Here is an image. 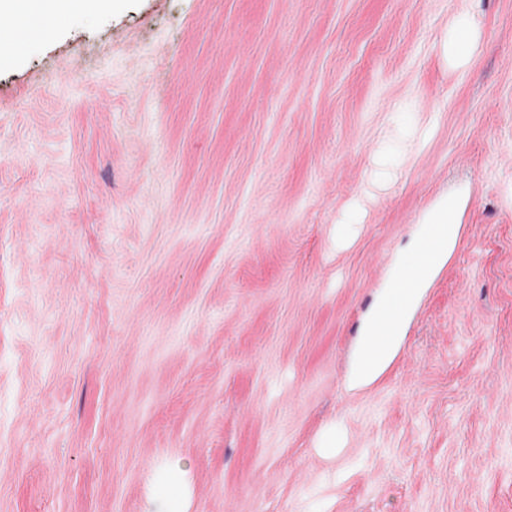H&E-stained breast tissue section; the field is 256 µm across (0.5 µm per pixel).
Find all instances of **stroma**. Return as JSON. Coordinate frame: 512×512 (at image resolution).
Returning <instances> with one entry per match:
<instances>
[{
    "mask_svg": "<svg viewBox=\"0 0 512 512\" xmlns=\"http://www.w3.org/2000/svg\"><path fill=\"white\" fill-rule=\"evenodd\" d=\"M173 458L189 512H512V0H118L0 62V512H143ZM477 30L469 16H462L445 30L441 37V50L446 62L462 65L467 62L468 56L476 41ZM457 207V200L447 197L438 207L428 212L424 223L428 224L425 232L436 228L437 242L421 266L417 264L416 258L423 240L415 242L409 254V263L395 273L384 294L372 308L358 339L349 377L351 388L363 387L373 382L385 370L397 351L408 311L421 295L433 271L456 245ZM408 282L413 284V288H404Z\"/></svg>",
    "mask_w": 512,
    "mask_h": 512,
    "instance_id": "stroma-1",
    "label": "stroma"
}]
</instances>
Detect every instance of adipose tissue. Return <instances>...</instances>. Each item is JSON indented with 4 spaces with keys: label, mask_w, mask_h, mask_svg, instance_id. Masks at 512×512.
I'll return each instance as SVG.
<instances>
[{
    "label": "adipose tissue",
    "mask_w": 512,
    "mask_h": 512,
    "mask_svg": "<svg viewBox=\"0 0 512 512\" xmlns=\"http://www.w3.org/2000/svg\"><path fill=\"white\" fill-rule=\"evenodd\" d=\"M112 7V0H0V57H10L13 51V25L26 19V31L38 35L41 19L60 22L88 15H102ZM476 26L470 17L462 16L441 37L443 57L456 65L466 63L475 44ZM458 202L447 197L428 212L425 222L438 231V239L424 264L409 261L390 280L382 297L372 308L357 344L349 377L353 388L373 382L387 367L397 351L407 313L419 298L433 271L456 245V210ZM188 468L178 459L160 464L154 473V485L144 512H187Z\"/></svg>",
    "instance_id": "ef3b65f1"
}]
</instances>
